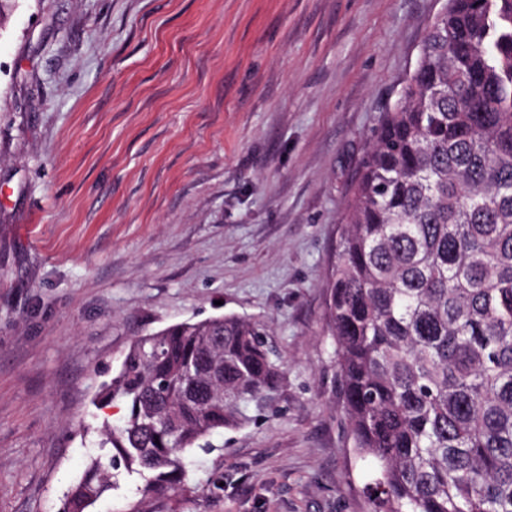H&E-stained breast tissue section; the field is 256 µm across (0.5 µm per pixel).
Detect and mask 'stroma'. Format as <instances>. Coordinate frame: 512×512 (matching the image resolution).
<instances>
[{"instance_id": "1", "label": "stroma", "mask_w": 512, "mask_h": 512, "mask_svg": "<svg viewBox=\"0 0 512 512\" xmlns=\"http://www.w3.org/2000/svg\"><path fill=\"white\" fill-rule=\"evenodd\" d=\"M446 0H0V512H57L133 340L267 327L277 412L89 512H370L327 281L358 163Z\"/></svg>"}]
</instances>
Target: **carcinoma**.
Instances as JSON below:
<instances>
[{
    "instance_id": "obj_1",
    "label": "carcinoma",
    "mask_w": 512,
    "mask_h": 512,
    "mask_svg": "<svg viewBox=\"0 0 512 512\" xmlns=\"http://www.w3.org/2000/svg\"><path fill=\"white\" fill-rule=\"evenodd\" d=\"M327 318L372 512H512V0H447L352 180ZM266 326L235 314L135 339L98 404L99 454L62 512L274 409Z\"/></svg>"
}]
</instances>
